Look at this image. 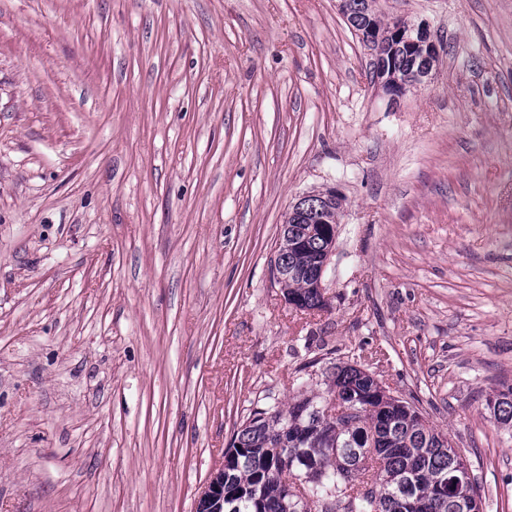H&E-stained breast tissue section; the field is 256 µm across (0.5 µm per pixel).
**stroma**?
<instances>
[{
  "label": "stroma",
  "instance_id": "35a3bbf8",
  "mask_svg": "<svg viewBox=\"0 0 512 512\" xmlns=\"http://www.w3.org/2000/svg\"><path fill=\"white\" fill-rule=\"evenodd\" d=\"M338 4L0 0V512H196L252 403L347 361L512 512V0H377L440 48L395 102ZM328 190L302 311L271 267ZM326 200H323L324 207L328 211L327 216L332 220L337 217L340 210V202L335 193L319 194ZM318 195H307L300 198L288 212L283 228L286 229V235L283 239H279L277 249L283 244H288V222L294 218L293 226L296 227V235L291 240L292 248H284L281 246L277 257V264L274 262L275 278L277 281H282L288 276V279L283 283H279L288 303H294L300 309H319L323 306V300L318 291L324 298L325 274L330 264L331 256L334 252L336 242V226L328 221L327 217L323 215L321 208L314 205ZM308 219L311 224H321L319 227L323 235L330 239V245L324 249L319 255L320 251L325 247V239L319 235H310L307 245L303 248H297L302 245L303 239L299 238L307 236L306 231L310 230V224H295L302 219ZM296 247V248H295ZM318 257V272L314 279L313 288L312 278L316 270V258ZM285 270H288V275ZM317 288V290H316ZM292 304V305H294ZM294 305V306H295ZM486 407L493 414L496 422L512 431V387H507L486 400Z\"/></svg>",
  "mask_w": 512,
  "mask_h": 512
}]
</instances>
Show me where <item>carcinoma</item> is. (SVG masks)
Listing matches in <instances>:
<instances>
[{"instance_id":"1","label":"carcinoma","mask_w":512,"mask_h":512,"mask_svg":"<svg viewBox=\"0 0 512 512\" xmlns=\"http://www.w3.org/2000/svg\"><path fill=\"white\" fill-rule=\"evenodd\" d=\"M340 10L355 31L386 44L392 30L408 27L383 23L370 0H340ZM420 53L386 56L374 63L376 78L401 89ZM308 230L296 225L297 236H308L305 247L280 248L277 264L288 270L280 287L288 302L319 309L311 284L325 239ZM325 385L324 397L300 390L288 403L251 410L224 450V512H461L440 486L462 457L415 403L384 397L382 382L356 363L334 365ZM351 402L359 413L348 417ZM486 407L512 431L511 386Z\"/></svg>"}]
</instances>
